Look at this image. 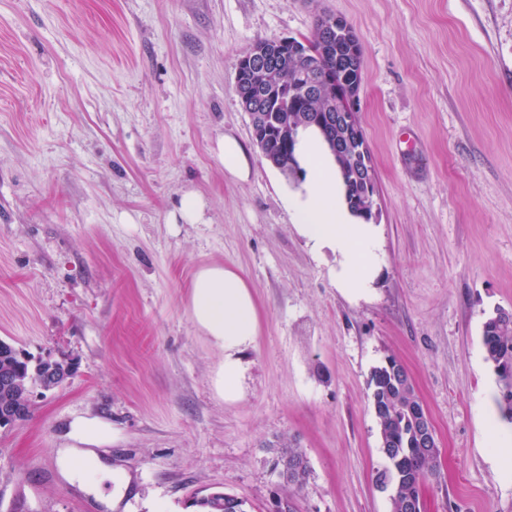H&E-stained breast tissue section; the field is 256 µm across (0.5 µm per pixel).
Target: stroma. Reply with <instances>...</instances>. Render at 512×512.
<instances>
[{"mask_svg": "<svg viewBox=\"0 0 512 512\" xmlns=\"http://www.w3.org/2000/svg\"><path fill=\"white\" fill-rule=\"evenodd\" d=\"M346 20L363 50L357 115L372 157L381 269L337 288L285 202L235 91L257 41ZM250 152L246 179L215 154ZM203 224L173 221L182 194ZM235 270L259 335L244 395L224 401V353L192 321L193 277ZM512 310V0H0V340L75 362L0 429V512H189L224 492L248 512H389L370 374L409 373L439 442L425 512H512V471L485 431L512 435L482 344ZM301 449L303 488L271 471ZM90 448L129 479L59 449ZM215 151L219 161L230 175L242 180L249 176L251 157L238 140L223 135L218 138ZM60 458L64 466L63 477L69 482L80 480V464L82 461L89 460L102 478L112 481L115 493H122L127 485L125 476L118 471H113L112 465L102 460L93 449L67 448L61 452Z\"/></svg>", "mask_w": 512, "mask_h": 512, "instance_id": "35a3bbf8", "label": "stroma"}]
</instances>
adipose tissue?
Listing matches in <instances>:
<instances>
[{"label":"adipose tissue","instance_id":"ef3b65f1","mask_svg":"<svg viewBox=\"0 0 512 512\" xmlns=\"http://www.w3.org/2000/svg\"><path fill=\"white\" fill-rule=\"evenodd\" d=\"M303 170L299 187L289 193L288 203L296 225L315 253L331 251L337 258V283L345 293H366L380 269L376 229L353 215L348 208L336 161L321 135L307 131L296 144ZM194 323L224 351L215 386L227 401L238 400L243 391L245 363L242 353L253 346L259 334L258 307L247 281L237 272L219 265L200 267L189 300ZM62 474L79 480L82 461H91L97 473L112 481L115 492L127 485L94 450L68 448L62 451Z\"/></svg>","mask_w":512,"mask_h":512}]
</instances>
